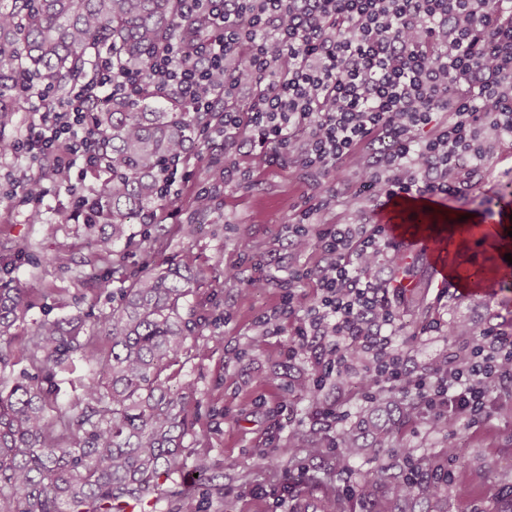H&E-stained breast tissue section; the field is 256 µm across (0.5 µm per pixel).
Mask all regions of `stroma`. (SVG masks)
Segmentation results:
<instances>
[{"label": "stroma", "instance_id": "1", "mask_svg": "<svg viewBox=\"0 0 512 512\" xmlns=\"http://www.w3.org/2000/svg\"><path fill=\"white\" fill-rule=\"evenodd\" d=\"M480 136L489 159L474 178L473 192L435 199L433 211L410 213V220L431 224L450 216H481L482 197L495 198L512 187V140L496 139L485 127ZM47 164L44 157L0 155V278L20 280L29 289L32 319H60L86 311V299L93 294L99 300L98 313L110 312L111 289H97L90 279L91 274H105L106 268L94 261L85 215L76 211L71 193L75 185L95 189L100 178L77 165L63 182L49 174ZM231 165L246 168L250 160L243 153L226 155L220 135L197 141L189 161L178 167L171 201L153 207V220L140 213L129 220L135 240H142L148 228L161 235L162 248L156 253L135 248L124 252L131 272L161 261L187 268L194 279L190 302L209 319L182 358V376L196 385L190 403L196 425L184 441L183 476L200 512H222L226 501L232 503V512H283L290 500L322 502L323 488L336 486L345 490V503H352L347 489L361 481L367 462L354 461L341 473L332 455L311 459L288 442L293 426L317 420L315 403L294 385L296 378L312 375L313 365L288 354L293 320L273 317L289 273L316 269L322 261L315 249L294 253L282 230L289 214L303 206L312 182L298 162L288 159L255 171L246 180L226 178L224 169ZM32 177L41 178L43 186L34 208L21 200V186ZM353 177L352 169L344 170L347 187L322 213L321 222L379 223L383 200L370 193L356 194ZM213 185L219 192L211 211L195 214L196 193ZM62 209L74 212V220L57 223ZM191 223L198 227L194 237L178 233V225ZM246 243L251 246L247 252L242 249ZM407 260L411 273L400 304L402 331L397 342L419 370L455 349V339L445 332L451 321L470 322L479 331L512 328V289L462 297L453 284L439 283L426 250H416ZM503 263L498 248L478 243L472 233L464 236L453 260L457 276H467L477 265L491 284ZM232 267L238 268V277H227ZM269 276L276 279L270 287H250V280ZM216 335L222 336V346L214 345ZM446 430L439 436L428 420L409 422L402 428L400 445L420 453L450 443L465 446V462L448 466V512H489L493 503L512 499V417L501 415L474 425L454 419ZM201 464L216 476L222 496L212 492L216 483L196 477Z\"/></svg>", "mask_w": 512, "mask_h": 512}]
</instances>
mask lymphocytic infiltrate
<instances>
[{"label": "lymphocytic infiltrate", "mask_w": 512, "mask_h": 512, "mask_svg": "<svg viewBox=\"0 0 512 512\" xmlns=\"http://www.w3.org/2000/svg\"><path fill=\"white\" fill-rule=\"evenodd\" d=\"M181 0L210 34L197 46L168 44L151 65L157 86L176 88L207 112L216 89L225 97L256 84L244 111L225 110L219 128L227 150L250 126L259 149L254 167L298 158L313 178V203L289 217L298 252L309 245L326 262L315 274L320 293L310 307L286 296L282 315L294 322L300 356H311L321 378L366 392L382 386L407 392L421 414L439 423L461 416L493 418L512 383V332L477 336L465 360L446 358L425 374L409 370L396 349L397 304L403 281L394 272L396 245L380 224H308L326 210L344 166L362 191L385 199L457 196L470 171L487 161L478 136L489 123L512 138V0ZM96 79L74 84L62 106L40 115L41 128L24 145L32 158L58 154L62 169L97 164L86 122L90 104L129 98L133 84L95 60ZM448 115L439 123L437 113ZM385 137L373 160L357 149Z\"/></svg>", "instance_id": "f902f5d3"}]
</instances>
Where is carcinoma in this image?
<instances>
[{
    "label": "carcinoma",
    "mask_w": 512,
    "mask_h": 512,
    "mask_svg": "<svg viewBox=\"0 0 512 512\" xmlns=\"http://www.w3.org/2000/svg\"><path fill=\"white\" fill-rule=\"evenodd\" d=\"M201 35L199 18L178 0H0V122L26 111L28 91L44 90L43 111L79 79L94 75L99 49L136 86L128 100L88 113L99 167L85 228L98 257L119 272L113 245L127 235V219L161 201L160 175L173 154L216 117L195 112L177 91L151 78L155 51L173 38ZM169 108H156L158 99ZM192 281L178 266L137 274L112 292L115 305L92 330L85 315L35 321L19 331L29 310V289L0 288V512H127L131 503L168 497L193 504L177 481L186 468L184 439L194 433L190 378L177 380L189 339L205 328L188 302ZM21 362L27 367L15 371ZM88 373L80 392L59 400L65 374L76 363ZM398 403L377 401L341 432L336 467L377 458L398 442L400 428L384 420ZM294 438L319 455L312 430ZM463 447L423 452L401 466L373 467L359 498L366 512H446L448 456Z\"/></svg>",
    "instance_id": "carcinoma-1"
}]
</instances>
